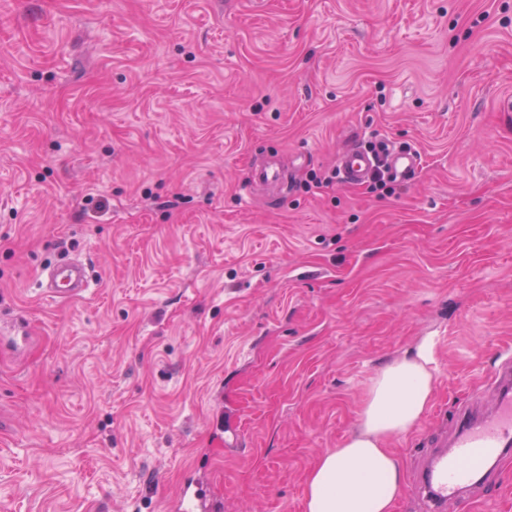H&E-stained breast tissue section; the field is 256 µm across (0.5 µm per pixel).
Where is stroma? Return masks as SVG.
Returning <instances> with one entry per match:
<instances>
[{
    "label": "stroma",
    "mask_w": 512,
    "mask_h": 512,
    "mask_svg": "<svg viewBox=\"0 0 512 512\" xmlns=\"http://www.w3.org/2000/svg\"><path fill=\"white\" fill-rule=\"evenodd\" d=\"M510 100L512 0H0V512H165L196 468L223 512H303L431 335L390 442L422 512V439L512 351ZM379 138L416 177L342 183ZM64 254L90 286L57 302ZM468 512H512V456ZM376 162L375 156L362 146L351 145L340 154L337 167L345 182L358 184L366 180ZM88 278L84 263L67 256L43 269L41 283L47 296L58 301H69L85 293Z\"/></svg>",
    "instance_id": "obj_1"
}]
</instances>
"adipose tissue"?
Here are the masks:
<instances>
[{
	"label": "adipose tissue",
	"instance_id": "adipose-tissue-1",
	"mask_svg": "<svg viewBox=\"0 0 512 512\" xmlns=\"http://www.w3.org/2000/svg\"><path fill=\"white\" fill-rule=\"evenodd\" d=\"M435 350L434 337H421L371 379L357 431L321 454L306 476L305 512H394L404 472L389 441L410 432L429 410Z\"/></svg>",
	"mask_w": 512,
	"mask_h": 512
}]
</instances>
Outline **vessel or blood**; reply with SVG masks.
<instances>
[{
  "instance_id": "obj_1",
  "label": "vessel or blood",
  "mask_w": 512,
  "mask_h": 512,
  "mask_svg": "<svg viewBox=\"0 0 512 512\" xmlns=\"http://www.w3.org/2000/svg\"><path fill=\"white\" fill-rule=\"evenodd\" d=\"M383 162L390 176L409 180L421 165L413 149L387 144L382 157L362 146L352 145L339 156L338 170L350 184L366 180L376 162ZM42 286L47 296L58 301L81 297L88 287V271L80 260L64 257L44 268ZM488 398L457 408L448 430L440 436L441 449L433 453L414 481L427 512H444L447 504L482 492L493 478L481 467L491 458L512 451V357L502 359L491 376ZM168 512H223L224 505L209 492L202 478L186 481Z\"/></svg>"
}]
</instances>
